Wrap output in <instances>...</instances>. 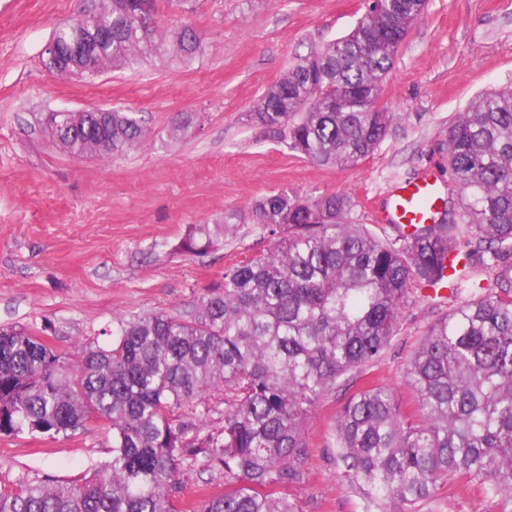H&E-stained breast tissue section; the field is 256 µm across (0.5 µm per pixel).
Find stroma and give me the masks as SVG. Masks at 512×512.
<instances>
[{"mask_svg": "<svg viewBox=\"0 0 512 512\" xmlns=\"http://www.w3.org/2000/svg\"><path fill=\"white\" fill-rule=\"evenodd\" d=\"M84 0H0V327L42 337L68 365L111 343L119 320L190 318L226 268L268 248L253 212L280 189L344 195L357 223L396 238L374 219L400 183L434 168L448 181V126L484 90L512 84V0H429L382 83L380 103L397 115L380 145L354 165H319L288 149L280 133L252 123L254 102L299 59L346 35L368 0H157L156 24L192 23L202 51L190 63L135 61L91 78L45 64L53 31ZM120 107L147 131L143 144L103 160L66 153L45 131L51 111ZM190 114L188 137L171 129ZM232 217L234 228L203 253L186 252L190 225ZM460 301L413 286L382 355L327 392L303 428L298 476L281 492L298 512H366L345 478L336 417L370 383L390 388L404 414L414 392L404 369L426 330ZM112 456L100 420L50 438L0 436V490L45 478L75 484ZM222 472L197 460L178 507L223 493ZM477 486L439 485L419 512H489Z\"/></svg>", "mask_w": 512, "mask_h": 512, "instance_id": "obj_1", "label": "stroma"}]
</instances>
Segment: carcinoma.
<instances>
[{
    "label": "carcinoma",
    "instance_id": "cac0c4a2",
    "mask_svg": "<svg viewBox=\"0 0 512 512\" xmlns=\"http://www.w3.org/2000/svg\"><path fill=\"white\" fill-rule=\"evenodd\" d=\"M428 0H377L352 31L300 61L249 113L321 164H352L382 142L396 113L378 104L386 73ZM154 0H101L79 14L93 37L112 39L76 67L119 69L134 57L200 50L192 26L161 33ZM57 138L76 157L109 158L141 144L146 130L112 108L100 126ZM448 213L393 240L351 217L342 195L307 198L282 189L254 204L271 247L224 271L191 319L155 314L120 322L107 348L83 352L72 371L44 340L0 328V436L53 437L96 417L112 427V458L80 484L59 480L0 491V512H177L184 464L203 457L224 474V494L199 512H298L276 487L296 479L303 427L340 378L378 358L400 304L416 284H438L444 259L462 255L451 294L469 298L429 327L405 368L416 419L392 391L370 384L336 417V451L368 506L413 512L460 477L497 512H512V86L477 95L448 126ZM231 229L195 224L183 246L210 249ZM493 272L481 284L474 260ZM224 386L221 433L188 437L176 410L200 408ZM208 410L197 412L204 422Z\"/></svg>",
    "mask_w": 512,
    "mask_h": 512
}]
</instances>
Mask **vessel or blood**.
Instances as JSON below:
<instances>
[{"label":"vessel or blood","mask_w":512,"mask_h":512,"mask_svg":"<svg viewBox=\"0 0 512 512\" xmlns=\"http://www.w3.org/2000/svg\"><path fill=\"white\" fill-rule=\"evenodd\" d=\"M443 199L433 169L427 168L414 181L396 186L388 207L378 213L382 224H396L405 232L414 226L430 223Z\"/></svg>","instance_id":"obj_1"}]
</instances>
